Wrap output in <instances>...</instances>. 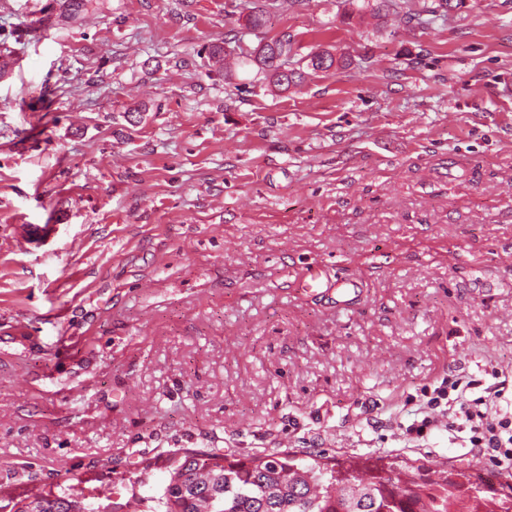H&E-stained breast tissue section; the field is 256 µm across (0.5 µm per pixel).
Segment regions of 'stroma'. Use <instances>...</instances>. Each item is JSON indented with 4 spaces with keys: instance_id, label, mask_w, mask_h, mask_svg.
Listing matches in <instances>:
<instances>
[{
    "instance_id": "stroma-1",
    "label": "stroma",
    "mask_w": 512,
    "mask_h": 512,
    "mask_svg": "<svg viewBox=\"0 0 512 512\" xmlns=\"http://www.w3.org/2000/svg\"><path fill=\"white\" fill-rule=\"evenodd\" d=\"M433 2L0 0V489L150 512L142 459L215 448L512 484L402 438L422 386L512 369V0L407 23ZM284 33L352 63L270 92L243 55Z\"/></svg>"
}]
</instances>
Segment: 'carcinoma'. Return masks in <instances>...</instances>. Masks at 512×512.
Wrapping results in <instances>:
<instances>
[{
  "mask_svg": "<svg viewBox=\"0 0 512 512\" xmlns=\"http://www.w3.org/2000/svg\"><path fill=\"white\" fill-rule=\"evenodd\" d=\"M294 43L284 34L247 56L268 85L286 91L304 79L288 68ZM306 68L327 71L348 63L328 49L310 53ZM312 462H306V459ZM273 452L234 458L220 448L186 451L167 466L169 480L156 498L161 512H512V493L464 471L430 472L421 466H373L361 472L337 460ZM38 512H89L51 492L34 498Z\"/></svg>",
  "mask_w": 512,
  "mask_h": 512,
  "instance_id": "obj_1",
  "label": "carcinoma"
}]
</instances>
